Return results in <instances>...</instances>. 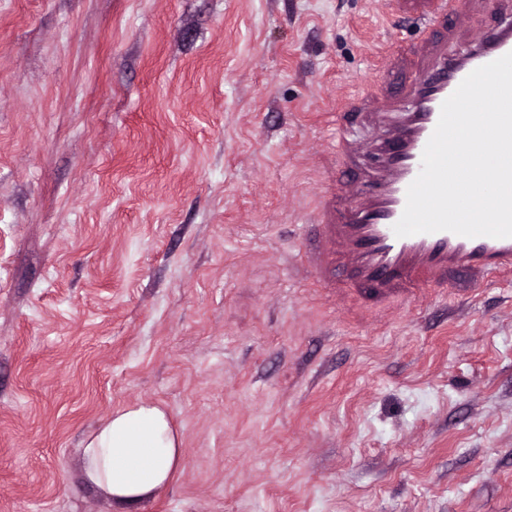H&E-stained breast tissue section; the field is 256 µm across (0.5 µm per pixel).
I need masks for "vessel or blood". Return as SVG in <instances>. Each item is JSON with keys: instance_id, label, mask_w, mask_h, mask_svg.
I'll list each match as a JSON object with an SVG mask.
<instances>
[{"instance_id": "vessel-or-blood-1", "label": "vessel or blood", "mask_w": 512, "mask_h": 512, "mask_svg": "<svg viewBox=\"0 0 512 512\" xmlns=\"http://www.w3.org/2000/svg\"><path fill=\"white\" fill-rule=\"evenodd\" d=\"M512 52V24L476 33L470 47L450 57L448 41L429 37L416 69L400 95L354 99L349 109L377 107L392 123L356 190L337 189L335 202H323L311 264L323 280L344 268L337 292L353 290L367 305L410 302L428 288L452 292L480 288L489 277L512 276V238H468L448 231L397 237L394 224L406 204L409 185L440 116L442 103L474 69ZM366 149L345 136L336 139L341 167L361 161Z\"/></svg>"}]
</instances>
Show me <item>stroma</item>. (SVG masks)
Instances as JSON below:
<instances>
[{
	"label": "stroma",
	"instance_id": "1",
	"mask_svg": "<svg viewBox=\"0 0 512 512\" xmlns=\"http://www.w3.org/2000/svg\"><path fill=\"white\" fill-rule=\"evenodd\" d=\"M433 5L0 0V512H117L82 442L140 402L184 457L135 512H512V278L377 309L310 267L332 115Z\"/></svg>",
	"mask_w": 512,
	"mask_h": 512
}]
</instances>
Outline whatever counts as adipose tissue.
Listing matches in <instances>:
<instances>
[{"instance_id":"obj_1","label":"adipose tissue","mask_w":512,"mask_h":512,"mask_svg":"<svg viewBox=\"0 0 512 512\" xmlns=\"http://www.w3.org/2000/svg\"><path fill=\"white\" fill-rule=\"evenodd\" d=\"M182 444L160 406L120 407L82 444L85 479L127 512L169 484L183 460Z\"/></svg>"}]
</instances>
